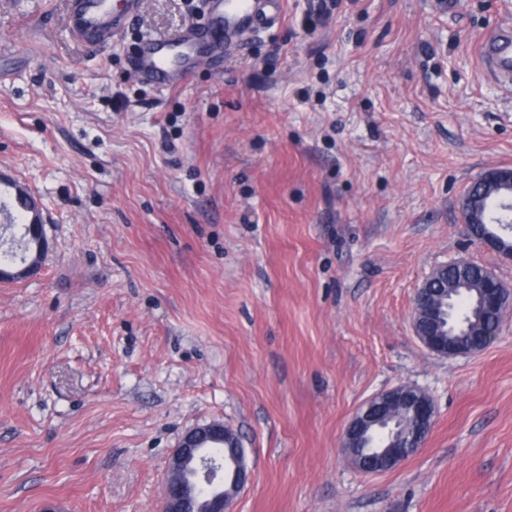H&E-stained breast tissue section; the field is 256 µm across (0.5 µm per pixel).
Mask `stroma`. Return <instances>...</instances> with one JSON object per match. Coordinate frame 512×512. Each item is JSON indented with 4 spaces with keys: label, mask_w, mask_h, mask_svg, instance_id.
Returning <instances> with one entry per match:
<instances>
[{
    "label": "stroma",
    "mask_w": 512,
    "mask_h": 512,
    "mask_svg": "<svg viewBox=\"0 0 512 512\" xmlns=\"http://www.w3.org/2000/svg\"><path fill=\"white\" fill-rule=\"evenodd\" d=\"M71 0H0V170L40 196L41 271L0 284V512H161L182 433L223 422L254 469L234 512H512V318L428 351L413 296L463 257L460 202L512 167V92L481 40L512 0H286L274 31L159 91L129 66L197 0H141L100 49ZM434 399L416 455L358 471L370 396Z\"/></svg>",
    "instance_id": "obj_1"
}]
</instances>
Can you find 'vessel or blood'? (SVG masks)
<instances>
[{"mask_svg": "<svg viewBox=\"0 0 512 512\" xmlns=\"http://www.w3.org/2000/svg\"><path fill=\"white\" fill-rule=\"evenodd\" d=\"M137 0H74L68 27L84 46L107 45L135 16ZM284 0H209L205 22L190 24L174 33L141 42L130 60L132 71L144 82L164 90L180 86L188 70L201 57L219 64L224 42L240 29L271 27L281 23ZM479 61L485 74L512 90V28L500 27L484 41ZM40 198L24 183L0 173V223H45Z\"/></svg>", "mask_w": 512, "mask_h": 512, "instance_id": "obj_1", "label": "vessel or blood"}]
</instances>
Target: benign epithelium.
<instances>
[{
  "mask_svg": "<svg viewBox=\"0 0 512 512\" xmlns=\"http://www.w3.org/2000/svg\"><path fill=\"white\" fill-rule=\"evenodd\" d=\"M476 183L479 193L492 194L491 205L502 215L501 222H512V168L496 167L486 171ZM470 261L452 257L433 266L413 297L412 327L423 346L433 353L448 357L476 354L491 345L500 330L487 335L478 344L466 340L453 343L441 338L439 312L448 301L440 288L437 275L450 267L463 269ZM37 263L22 267L0 264V283L19 280L38 272ZM478 310H489L506 318L512 315V289L491 270L475 299ZM402 409L413 428L401 440H390L388 446L368 456L356 448L367 437L387 424L395 427L393 414ZM436 417L435 403L429 393L404 386L386 390L370 398L349 421L342 447L356 459V466L367 473L395 469L421 448ZM253 472L246 461L245 449L232 429L221 422H211L186 430L171 457L165 486L163 512H233V502L251 482Z\"/></svg>",
  "mask_w": 512,
  "mask_h": 512,
  "instance_id": "obj_1",
  "label": "benign epithelium"
}]
</instances>
